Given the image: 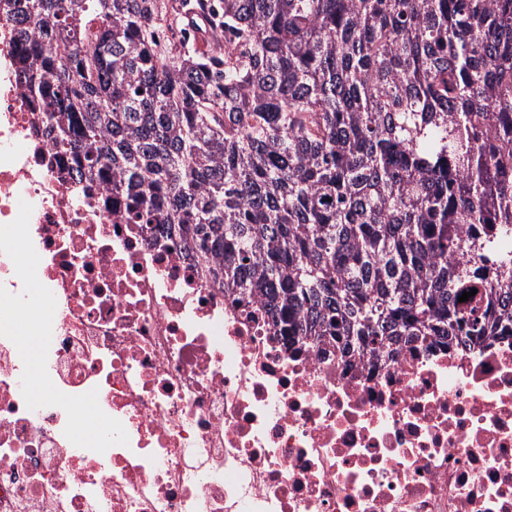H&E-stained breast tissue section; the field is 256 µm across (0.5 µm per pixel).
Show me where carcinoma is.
I'll return each instance as SVG.
<instances>
[{
	"label": "carcinoma",
	"mask_w": 512,
	"mask_h": 512,
	"mask_svg": "<svg viewBox=\"0 0 512 512\" xmlns=\"http://www.w3.org/2000/svg\"><path fill=\"white\" fill-rule=\"evenodd\" d=\"M2 2L59 160L275 335L512 340V0H198L204 51L161 41L168 0Z\"/></svg>",
	"instance_id": "obj_1"
}]
</instances>
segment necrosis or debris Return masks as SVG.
I'll use <instances>...</instances> for the list:
<instances>
[{"label":"necrosis or debris","instance_id":"4bbe7bcc","mask_svg":"<svg viewBox=\"0 0 512 512\" xmlns=\"http://www.w3.org/2000/svg\"><path fill=\"white\" fill-rule=\"evenodd\" d=\"M0 23V512H512V343L346 363L78 201Z\"/></svg>","mask_w":512,"mask_h":512}]
</instances>
